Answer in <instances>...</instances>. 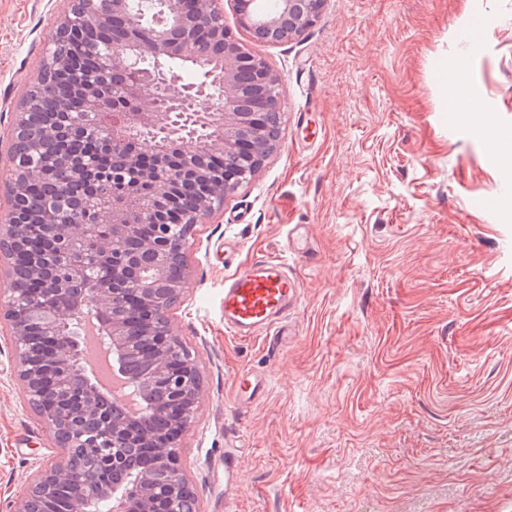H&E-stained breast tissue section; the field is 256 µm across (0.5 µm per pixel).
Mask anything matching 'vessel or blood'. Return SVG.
<instances>
[{
  "label": "vessel or blood",
  "mask_w": 512,
  "mask_h": 512,
  "mask_svg": "<svg viewBox=\"0 0 512 512\" xmlns=\"http://www.w3.org/2000/svg\"><path fill=\"white\" fill-rule=\"evenodd\" d=\"M299 293L298 281L289 276L279 258L263 257L224 278V330L238 337L266 335L277 348L288 334V311ZM265 378L251 371L235 378L237 396L259 399Z\"/></svg>",
  "instance_id": "vessel-or-blood-1"
}]
</instances>
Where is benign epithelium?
I'll return each mask as SVG.
<instances>
[{"instance_id":"1","label":"benign epithelium","mask_w":512,"mask_h":512,"mask_svg":"<svg viewBox=\"0 0 512 512\" xmlns=\"http://www.w3.org/2000/svg\"><path fill=\"white\" fill-rule=\"evenodd\" d=\"M326 0H276L274 10L255 13L254 0H234L241 24L253 36L276 45L302 36L319 20ZM134 33L123 44L104 37L111 22ZM56 31L79 43L102 47L95 73L67 93H78L101 148L127 162L131 182L89 168L81 175L95 205L86 217L43 224L40 250H50L65 268L44 278L10 265L4 317L17 352L16 373L25 396L45 422L64 460L36 474L15 512H38V502L54 483H91L115 470L121 449L143 448L169 479L162 494L142 490L141 477L108 484L111 512H125L133 493L145 494V512H197L178 448L195 420L202 391L194 355L182 346L169 319L170 305L188 287L185 249L193 228L239 187L251 182L268 154L263 142L265 102L281 101L280 79L224 27V0H66ZM181 61L198 70L197 82L176 85L177 75L162 62ZM25 96L10 150L7 187L12 208L0 213V242L19 249L24 232L16 219V197L24 186L17 155L41 151V126L31 121ZM196 144L193 153L187 142ZM105 276L78 280L87 266ZM118 304L131 307L146 341L112 318ZM94 321L112 356V375L135 397L140 412L155 414L128 376V361L146 352L154 376L170 393V432L132 441L114 417L97 385L88 378L78 346ZM98 448L101 470L82 472L72 464L75 449Z\"/></svg>"}]
</instances>
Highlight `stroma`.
I'll return each mask as SVG.
<instances>
[{"instance_id": "stroma-1", "label": "stroma", "mask_w": 512, "mask_h": 512, "mask_svg": "<svg viewBox=\"0 0 512 512\" xmlns=\"http://www.w3.org/2000/svg\"><path fill=\"white\" fill-rule=\"evenodd\" d=\"M62 0H0V152L48 56ZM279 75V143L196 225L170 309L202 396L181 464L199 512H512V0H326L256 40ZM473 106L448 110L452 90ZM307 225L314 254L289 252ZM266 256L300 293L280 350L224 332V277ZM0 327V512L60 459ZM267 380L244 403L233 381ZM237 476L224 484V452Z\"/></svg>"}]
</instances>
